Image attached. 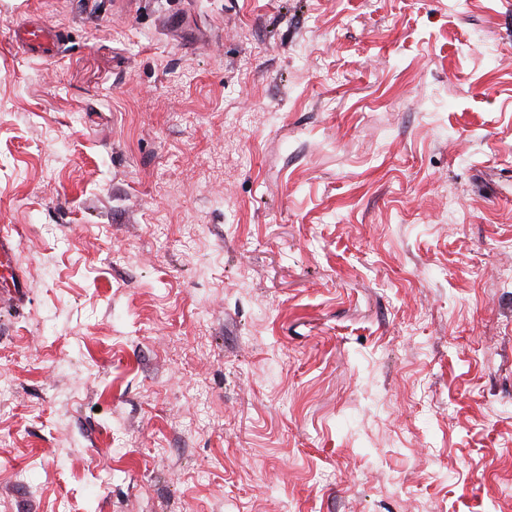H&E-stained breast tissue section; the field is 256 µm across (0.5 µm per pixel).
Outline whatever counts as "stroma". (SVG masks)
<instances>
[{"label":"stroma","mask_w":512,"mask_h":512,"mask_svg":"<svg viewBox=\"0 0 512 512\" xmlns=\"http://www.w3.org/2000/svg\"><path fill=\"white\" fill-rule=\"evenodd\" d=\"M1 224L0 512H512V0H0ZM60 41L59 30L39 26H22L13 39L22 54L34 58L53 56Z\"/></svg>","instance_id":"obj_1"}]
</instances>
